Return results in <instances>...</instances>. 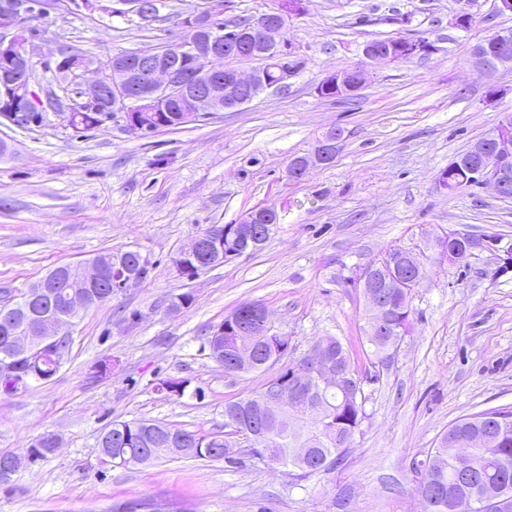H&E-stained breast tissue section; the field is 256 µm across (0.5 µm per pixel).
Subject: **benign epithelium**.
<instances>
[{
  "label": "benign epithelium",
  "mask_w": 512,
  "mask_h": 512,
  "mask_svg": "<svg viewBox=\"0 0 512 512\" xmlns=\"http://www.w3.org/2000/svg\"><path fill=\"white\" fill-rule=\"evenodd\" d=\"M54 2L41 0L37 4L33 0H0V120L15 127L27 126L25 118L28 113L48 109L47 98L36 93L31 83L36 40L31 22L37 16H46ZM155 5L154 0L150 3L144 0H89L86 9L105 15L134 11L144 20L151 16ZM223 16L224 0H203V5L196 7L191 14L189 24L190 33L196 34V38L173 46L170 55L164 58L150 57L142 52L115 56L104 72L90 81L85 79L88 67L68 62V79L76 86L75 93L68 98L65 106L69 122L77 123L82 112L104 111L105 102L115 96L123 100L124 106H117L115 110L123 114L125 126L130 132L155 131L159 126L148 124L146 113L166 101V94L173 88L186 95L184 105L188 109L184 120L187 123L252 103L265 92L260 82L261 73L257 70L244 73L235 68H226L224 60L251 52L254 43L259 42L273 52L267 63L277 68L287 57L288 41L285 34L295 14L287 16L277 9H270L248 26L222 35L220 19ZM493 43L501 50L498 66L511 65L512 29L497 31ZM362 55L375 64L397 61V55L390 49H379L369 42L363 46ZM369 79L370 71L358 67L330 72L319 83L341 94H349L358 92ZM511 129L512 121L503 120L471 147V152L479 157V165L469 172L468 184L487 186L502 199L512 197L507 192L509 180L512 179V166L509 165L512 138L508 135ZM342 141L343 137L337 130L327 132L312 151L289 158V176L301 180L312 168L333 162ZM278 222L279 216L275 210H256L243 216L237 224L215 228L212 237L220 242L225 236L236 242L238 253L249 254L258 245L253 225L266 224L271 227ZM457 240L463 241L469 251L479 245L476 239L461 231L450 230L437 238V255L450 266L462 262L461 255L449 249V245ZM131 257L132 262L121 268L120 277L114 279L123 288L138 282L137 269L148 261V257L139 251L131 252ZM386 265L390 267V274L379 282L375 281V272ZM386 265L381 263L371 267L368 276L361 277L359 283L367 303L368 335L374 341L392 334L391 318L379 289L403 288L407 285L415 288L425 272L423 261L411 251H400L399 257L388 260ZM73 274L90 288L101 287L102 271L93 261L82 266L67 264L55 271L51 282L57 283ZM216 332H226L236 337L239 343L234 362L236 367L253 362L251 341L255 336L265 340L266 357L276 356L283 351L280 346L283 335L275 329L267 312L261 308L252 309L248 316L231 313L224 318V326L216 329ZM60 341L72 343L71 326L59 318L41 317L23 344L27 352L33 353L48 342ZM332 347L330 339L317 343L310 353L297 360L290 387L283 388L276 384L267 388L259 400L263 425L247 432L244 437L247 442H258L265 446L271 461L279 462V453L271 443L269 424H283L288 421L289 414L297 412L311 421L321 416L322 406L311 395L316 390L324 394L338 384L340 374L330 358Z\"/></svg>",
  "instance_id": "1"
}]
</instances>
